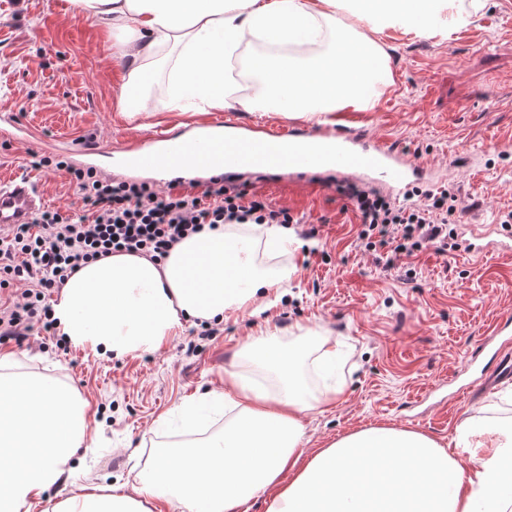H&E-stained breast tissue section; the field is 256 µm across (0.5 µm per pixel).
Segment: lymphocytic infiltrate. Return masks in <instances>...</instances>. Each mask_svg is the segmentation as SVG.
Masks as SVG:
<instances>
[{"label": "lymphocytic infiltrate", "instance_id": "1", "mask_svg": "<svg viewBox=\"0 0 512 512\" xmlns=\"http://www.w3.org/2000/svg\"><path fill=\"white\" fill-rule=\"evenodd\" d=\"M35 165L67 171L83 201V213L70 218L47 210L0 236V333L19 343L36 328L55 335L56 320L46 297L88 261L114 253L159 258L207 226L295 221L288 209L247 198L239 186L220 178L194 194L117 181L46 156ZM344 194L361 220L358 240L386 268L397 267L402 258L429 244L443 250L456 246L448 227V216L457 209L453 192L402 204L354 184ZM18 284L24 290L17 297L13 288Z\"/></svg>", "mask_w": 512, "mask_h": 512}]
</instances>
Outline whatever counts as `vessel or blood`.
<instances>
[{"label":"vessel or blood","mask_w":512,"mask_h":512,"mask_svg":"<svg viewBox=\"0 0 512 512\" xmlns=\"http://www.w3.org/2000/svg\"><path fill=\"white\" fill-rule=\"evenodd\" d=\"M231 126L229 117L216 115L210 118L206 132L177 136L158 132L147 141L111 149L106 156L114 166L152 174L173 186L190 178L188 171H175V163L205 153L223 161L228 172L275 165L292 173L327 162L338 175L362 174L400 196L412 182L430 176L418 158L394 144L371 140L364 129L355 125L321 124L288 130L270 125L260 134L244 128L233 136L227 133ZM43 205L44 198L29 177L19 175L0 182V232L15 224L29 223Z\"/></svg>","instance_id":"vessel-or-blood-1"}]
</instances>
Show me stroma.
Masks as SVG:
<instances>
[{
	"label": "stroma",
	"instance_id": "obj_1",
	"mask_svg": "<svg viewBox=\"0 0 512 512\" xmlns=\"http://www.w3.org/2000/svg\"><path fill=\"white\" fill-rule=\"evenodd\" d=\"M372 40L386 56L387 83L374 111L361 113L371 136L393 142L436 170L420 193L455 188L461 205L449 221L458 247L426 246L407 264L377 266L357 239L359 218L333 174L295 179L264 172L240 179L247 196L296 216L292 242L276 258L292 268L285 301L256 302L199 339L184 323L159 350L114 356L80 346L61 348L43 332L24 344L0 343L13 370L72 383L95 414V447L71 483L51 490L58 501L76 494L91 476L135 483L160 449L181 438V412L203 395L223 392L224 369L249 337L271 331L282 348L303 353L298 377L311 395L326 382L316 366L317 337L341 345L331 382L341 394L329 408L303 419L306 452L328 447L354 431L387 426L424 433L460 450L463 466L481 456L462 449L466 421L512 427V382L487 386L500 345L512 346V253L478 260L467 251L464 227L486 224L493 238L512 236V151L490 143L512 141V0H488L467 27L431 36L398 26L378 28ZM113 35L70 4L0 0V115L20 134H0V177L22 172L38 181L45 207L68 215L81 207L65 172L34 167L40 156L72 159L74 150L145 136L157 129L182 133L203 120L168 102L167 76L149 89L150 108L128 119L118 107L124 68L112 57ZM315 225L317 238L302 234ZM194 354H186L188 341Z\"/></svg>",
	"mask_w": 512,
	"mask_h": 512
}]
</instances>
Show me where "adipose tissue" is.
Returning a JSON list of instances; mask_svg holds the SVG:
<instances>
[{"label":"adipose tissue","instance_id":"ef3b65f1","mask_svg":"<svg viewBox=\"0 0 512 512\" xmlns=\"http://www.w3.org/2000/svg\"><path fill=\"white\" fill-rule=\"evenodd\" d=\"M115 32L112 55L127 63L118 106L144 112L158 71L168 75L172 104L202 112L230 106L227 56L247 38L269 46L252 55L255 91L249 112L328 116L359 106L375 89L383 52L366 29L398 25L423 34L453 31L474 14L459 0H352L353 24L339 22L336 0H70ZM289 270L259 262L249 238L205 229L163 259L116 253L83 265L54 304L72 343L124 356L159 349L191 319H225L279 291ZM276 392L245 384L225 370L227 407L237 415L201 449L156 456L134 488L91 483L52 502L48 491L77 472L90 447V403L69 384L12 373L0 356V512H152L163 500L176 512H248L269 494L267 512H512V431L462 424L467 445L486 451L463 468L456 454L415 431L369 427L304 456L302 418L332 406L341 390L311 396L297 377V353L276 336L255 337Z\"/></svg>","mask_w":512,"mask_h":512}]
</instances>
